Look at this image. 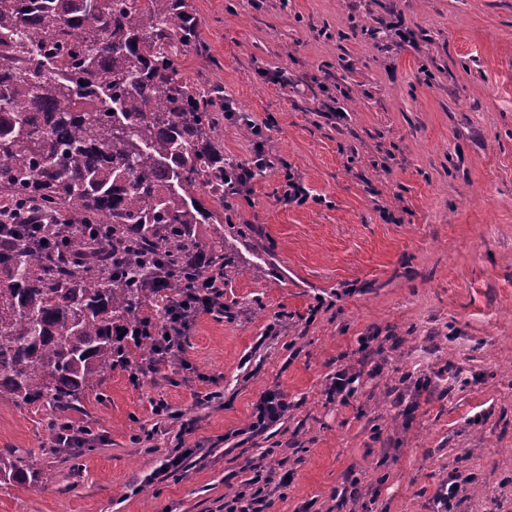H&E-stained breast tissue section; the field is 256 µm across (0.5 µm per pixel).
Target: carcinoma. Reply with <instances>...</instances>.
<instances>
[{"label": "carcinoma", "mask_w": 512, "mask_h": 512, "mask_svg": "<svg viewBox=\"0 0 512 512\" xmlns=\"http://www.w3.org/2000/svg\"><path fill=\"white\" fill-rule=\"evenodd\" d=\"M198 28L189 0H0V400L55 427L126 339L157 351L145 309L236 268L224 96L182 75Z\"/></svg>", "instance_id": "obj_1"}]
</instances>
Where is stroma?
I'll use <instances>...</instances> for the list:
<instances>
[{
    "label": "stroma",
    "instance_id": "obj_1",
    "mask_svg": "<svg viewBox=\"0 0 512 512\" xmlns=\"http://www.w3.org/2000/svg\"><path fill=\"white\" fill-rule=\"evenodd\" d=\"M191 4L185 79L265 126L273 163L224 230L242 271L189 331L191 375L164 358L133 382L126 343L68 414L94 447L53 450L47 406L0 401V452L41 474L0 483V512H224L257 472L260 512H437L455 475L452 512H512V0ZM287 170L305 204L282 201ZM342 368L363 375L346 401ZM269 388L289 408L255 435ZM356 382L360 383V373H352L346 369H340L336 372V376L333 377L330 391L334 396L341 397V400L345 401L355 395L357 391Z\"/></svg>",
    "mask_w": 512,
    "mask_h": 512
}]
</instances>
